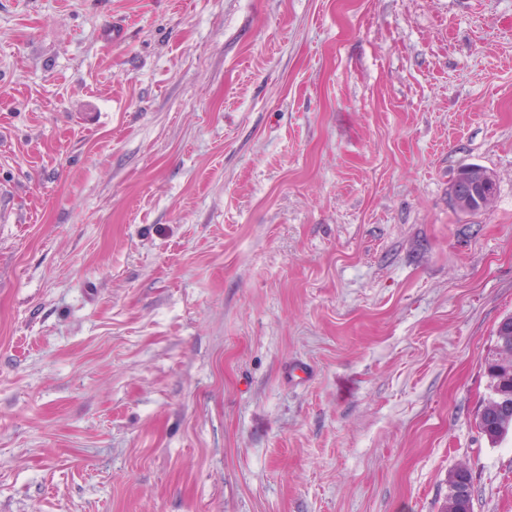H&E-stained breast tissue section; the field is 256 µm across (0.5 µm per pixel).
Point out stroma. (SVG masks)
Returning <instances> with one entry per match:
<instances>
[{"mask_svg":"<svg viewBox=\"0 0 512 512\" xmlns=\"http://www.w3.org/2000/svg\"><path fill=\"white\" fill-rule=\"evenodd\" d=\"M0 202V512H512V0H0ZM493 175L486 169L473 166L460 169L448 186L450 205L461 212L486 209L493 199ZM498 404L492 408L495 410L493 416L499 420H502L503 424L510 426L512 424V394L504 393L502 391L501 400H497ZM510 428L504 432H500L498 429L489 428L487 429L483 423L478 424L480 433L487 437L488 441L497 444L503 441L510 432ZM451 481L459 482V483H451L448 492V503L446 505L445 510L448 512H462L459 510H463L462 504L463 502H471L472 499V475L470 472L469 479L464 482H460L457 478L452 475ZM469 512L468 509H464V511Z\"/></svg>","mask_w":512,"mask_h":512,"instance_id":"obj_1","label":"stroma"}]
</instances>
